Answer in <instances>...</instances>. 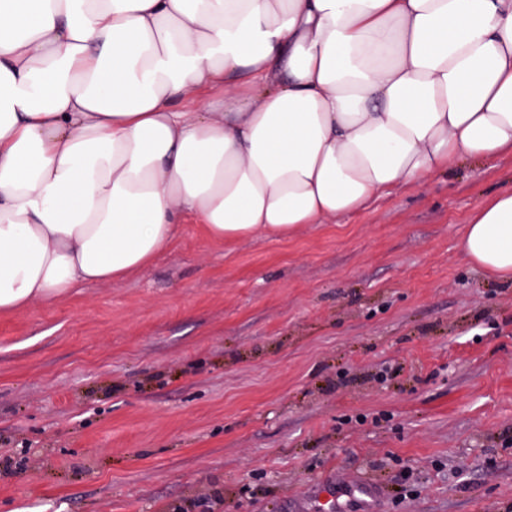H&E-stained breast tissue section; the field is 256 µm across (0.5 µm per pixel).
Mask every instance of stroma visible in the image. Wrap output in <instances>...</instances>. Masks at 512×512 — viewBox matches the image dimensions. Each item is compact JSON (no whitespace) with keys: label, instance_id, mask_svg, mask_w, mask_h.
Masks as SVG:
<instances>
[{"label":"stroma","instance_id":"obj_1","mask_svg":"<svg viewBox=\"0 0 512 512\" xmlns=\"http://www.w3.org/2000/svg\"><path fill=\"white\" fill-rule=\"evenodd\" d=\"M512 153L285 238L179 225L112 284L0 314V512L512 506V284L461 239ZM381 484L375 480H336L323 484L311 512H381Z\"/></svg>","mask_w":512,"mask_h":512}]
</instances>
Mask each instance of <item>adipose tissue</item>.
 Returning <instances> with one entry per match:
<instances>
[{"label":"adipose tissue","mask_w":512,"mask_h":512,"mask_svg":"<svg viewBox=\"0 0 512 512\" xmlns=\"http://www.w3.org/2000/svg\"><path fill=\"white\" fill-rule=\"evenodd\" d=\"M509 150L512 0H0V314ZM462 250L512 282V190Z\"/></svg>","instance_id":"adipose-tissue-1"}]
</instances>
